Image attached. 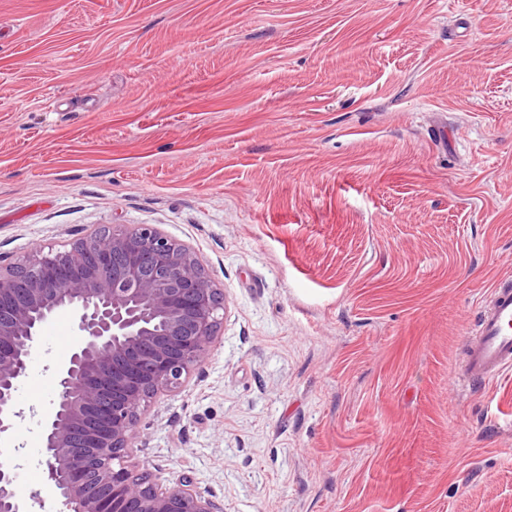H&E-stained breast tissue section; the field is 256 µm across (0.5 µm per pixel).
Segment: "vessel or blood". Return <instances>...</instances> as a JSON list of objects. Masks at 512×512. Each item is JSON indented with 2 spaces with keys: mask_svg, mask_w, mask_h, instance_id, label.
Returning a JSON list of instances; mask_svg holds the SVG:
<instances>
[{
  "mask_svg": "<svg viewBox=\"0 0 512 512\" xmlns=\"http://www.w3.org/2000/svg\"><path fill=\"white\" fill-rule=\"evenodd\" d=\"M512 367V279L491 288L472 336L465 343L460 377L466 387H483Z\"/></svg>",
  "mask_w": 512,
  "mask_h": 512,
  "instance_id": "vessel-or-blood-1",
  "label": "vessel or blood"
}]
</instances>
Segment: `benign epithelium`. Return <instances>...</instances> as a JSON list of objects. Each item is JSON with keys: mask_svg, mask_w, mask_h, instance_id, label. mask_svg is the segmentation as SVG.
Returning <instances> with one entry per match:
<instances>
[{"mask_svg": "<svg viewBox=\"0 0 512 512\" xmlns=\"http://www.w3.org/2000/svg\"><path fill=\"white\" fill-rule=\"evenodd\" d=\"M72 312L81 342L55 371L45 478L67 512H223L184 477L160 489L135 469L131 435L160 391L182 387L224 323L223 293L182 243L149 225L102 226L63 251L0 257V440L42 326ZM0 465V512H31Z\"/></svg>", "mask_w": 512, "mask_h": 512, "instance_id": "7a95c632", "label": "benign epithelium"}]
</instances>
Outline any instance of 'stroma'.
<instances>
[{
  "label": "stroma",
  "mask_w": 512,
  "mask_h": 512,
  "mask_svg": "<svg viewBox=\"0 0 512 512\" xmlns=\"http://www.w3.org/2000/svg\"><path fill=\"white\" fill-rule=\"evenodd\" d=\"M153 225L224 292L134 436L224 512H512V370L458 385L512 274V0H0V255ZM41 335L0 443L44 477Z\"/></svg>",
  "instance_id": "35a3bbf8"
}]
</instances>
